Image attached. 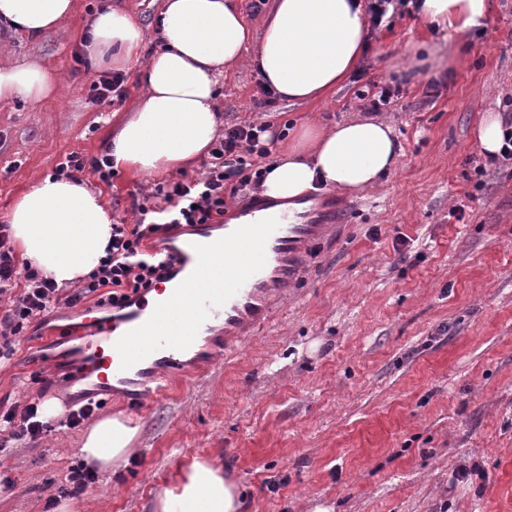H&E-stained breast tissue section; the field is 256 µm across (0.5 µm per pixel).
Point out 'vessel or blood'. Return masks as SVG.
I'll list each match as a JSON object with an SVG mask.
<instances>
[{
    "instance_id": "1",
    "label": "vessel or blood",
    "mask_w": 512,
    "mask_h": 512,
    "mask_svg": "<svg viewBox=\"0 0 512 512\" xmlns=\"http://www.w3.org/2000/svg\"><path fill=\"white\" fill-rule=\"evenodd\" d=\"M241 215L166 237L168 284L131 295L111 316L87 313L71 335L72 382L133 409L163 396L189 366H214L253 335L340 230L335 205L319 199L292 210L258 196Z\"/></svg>"
}]
</instances>
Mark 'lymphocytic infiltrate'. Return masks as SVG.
Instances as JSON below:
<instances>
[{"mask_svg": "<svg viewBox=\"0 0 512 512\" xmlns=\"http://www.w3.org/2000/svg\"><path fill=\"white\" fill-rule=\"evenodd\" d=\"M265 124H236L225 128L211 150L201 175L183 178L154 196L133 197L135 223L113 222L105 255L83 284L69 290L41 276L17 258L9 227L0 224V364L12 359L15 338L30 324L44 325L57 304L70 306L85 301L99 309L122 306L130 295L163 282L169 260L154 252L151 241L162 238L178 225L220 224L228 202L244 201L249 191L260 188L266 170L262 159L270 153ZM37 404L0 415V454L12 441L35 442L51 432L50 423L39 421Z\"/></svg>", "mask_w": 512, "mask_h": 512, "instance_id": "lymphocytic-infiltrate-1", "label": "lymphocytic infiltrate"}]
</instances>
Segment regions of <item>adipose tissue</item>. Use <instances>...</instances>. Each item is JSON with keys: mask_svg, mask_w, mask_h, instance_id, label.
<instances>
[{"mask_svg": "<svg viewBox=\"0 0 512 512\" xmlns=\"http://www.w3.org/2000/svg\"><path fill=\"white\" fill-rule=\"evenodd\" d=\"M426 23L461 31L479 25L486 0H418ZM74 0H0V22L39 36L71 15ZM163 50L142 58L145 32L128 12L109 8L92 22L94 62L139 66L142 97L112 136L115 168L146 177L186 172L208 150L221 120L217 77L248 61L279 100L326 98L357 66L367 31L360 0H276L260 39L236 0H163ZM56 90L37 63L0 68V98L39 101ZM394 128L369 118L333 127L305 121L289 133L261 186L264 197L293 208L310 193L374 187L400 155ZM6 220L22 258L57 284L73 286L95 269L112 233L102 195L74 180L47 175L19 195ZM138 433L131 418L105 416L82 437L78 454L103 471L120 467ZM237 485L222 469L193 460L158 492L154 512H240Z\"/></svg>", "mask_w": 512, "mask_h": 512, "instance_id": "ef3b65f1", "label": "adipose tissue"}]
</instances>
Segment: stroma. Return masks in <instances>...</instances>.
<instances>
[{
    "mask_svg": "<svg viewBox=\"0 0 512 512\" xmlns=\"http://www.w3.org/2000/svg\"><path fill=\"white\" fill-rule=\"evenodd\" d=\"M104 5L141 24L144 54L161 48L162 0H75L35 38L0 24L1 65L37 62L58 81L36 103L0 100V218L63 155L104 153L138 100L133 68L122 102L90 98L100 71L85 37ZM374 84L400 88L381 110L402 148L395 169L378 188L339 195L341 237L266 325L131 411L134 454L99 474L77 512H153L156 493L196 459L223 468L243 512H512V164L488 163L477 140L487 114L512 111V0H487L481 25L458 32L394 15L369 29L358 67L321 101L258 107L256 72L233 68L219 109L225 125L265 122L284 140L310 117L330 125L368 113ZM78 179L130 223L132 195L155 188L126 171L106 188L87 172ZM75 324L57 309L18 335L0 367V412L71 403ZM82 433L58 427L0 456L11 481L0 512H43L81 463Z\"/></svg>",
    "mask_w": 512,
    "mask_h": 512,
    "instance_id": "obj_1",
    "label": "stroma"
}]
</instances>
